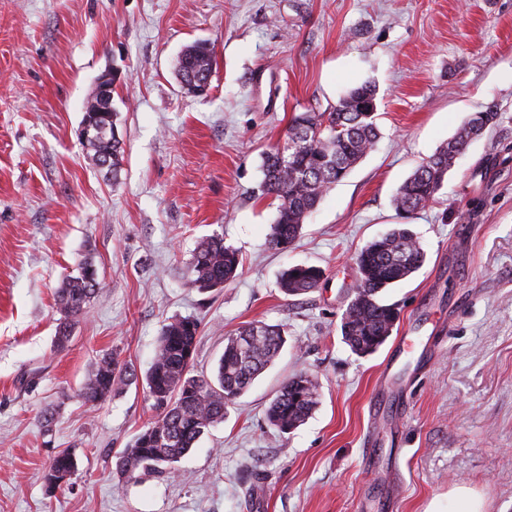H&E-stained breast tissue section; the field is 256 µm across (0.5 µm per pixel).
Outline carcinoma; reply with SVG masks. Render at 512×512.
<instances>
[{"mask_svg": "<svg viewBox=\"0 0 512 512\" xmlns=\"http://www.w3.org/2000/svg\"><path fill=\"white\" fill-rule=\"evenodd\" d=\"M213 50L202 41L185 47L178 60L180 83L207 81L213 71ZM496 112H477L464 121L448 142L416 167L395 197L400 214L425 208L443 185L456 158L476 137L494 125ZM380 138L377 88L367 81L350 88L329 112H301L288 126L283 143L263 153L262 195L276 202L269 243L276 249L293 245L308 217L327 189L345 178L376 146ZM91 161L105 175L117 179L121 168V144L103 134L86 143ZM418 239L404 228L392 229L368 242L355 256L358 285L342 314L340 332L346 345L358 355L374 353L391 335L398 320L394 307L379 294L416 273L425 262ZM237 249L213 234L203 239L187 265L192 288H222L239 273ZM322 271L311 265H293L280 274L284 294L298 296L316 288ZM102 287L94 265L86 262L76 276L63 279L56 304L63 321L58 325L59 345L69 337L70 322L81 316ZM200 323L177 318L164 324L153 361L145 375L148 396L159 414L116 461V470L129 480L159 465L175 472L179 462L212 426L224 421L229 402L246 392L283 347L278 325L251 324L224 343L216 373L208 378L194 374ZM123 372L113 357L95 363L83 388L88 402L112 393L117 374ZM319 403V384L301 373L289 379L267 408V420L280 433L301 426ZM76 467L68 452L55 456L44 476L46 483L61 481Z\"/></svg>", "mask_w": 512, "mask_h": 512, "instance_id": "1", "label": "carcinoma"}]
</instances>
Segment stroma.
<instances>
[{
	"mask_svg": "<svg viewBox=\"0 0 512 512\" xmlns=\"http://www.w3.org/2000/svg\"><path fill=\"white\" fill-rule=\"evenodd\" d=\"M207 42L206 96L177 76ZM119 72L112 108L118 182L77 137L98 77ZM375 82L381 139L325 195L288 251L267 241L275 207L261 156L291 117ZM473 141L423 210L393 199L473 113ZM407 222L424 266L382 295L399 319L373 354L343 342L356 252ZM243 266L224 287L186 284L213 234ZM92 261L102 288L57 345L55 291ZM315 265L317 288L285 295L283 268ZM201 324L195 370L225 338L263 322L285 343L178 463L126 480L115 456L158 414L145 388L162 326ZM409 368L380 426L370 404L394 343ZM129 373L105 400L81 396L95 361ZM305 373L319 403L279 433L266 411ZM77 468L56 490L60 452ZM512 512V0H0V512ZM76 467L75 458L68 452H63L55 456L49 466L48 474H44V481L49 485L52 479L62 481L69 476Z\"/></svg>",
	"mask_w": 512,
	"mask_h": 512,
	"instance_id": "stroma-1",
	"label": "stroma"
}]
</instances>
